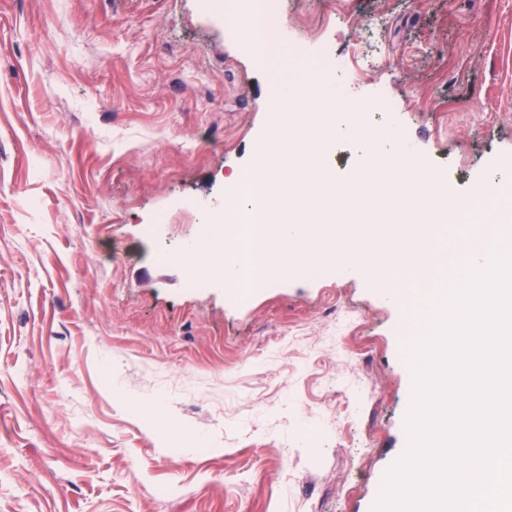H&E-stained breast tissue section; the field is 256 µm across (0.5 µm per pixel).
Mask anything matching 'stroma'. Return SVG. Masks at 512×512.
<instances>
[{"mask_svg":"<svg viewBox=\"0 0 512 512\" xmlns=\"http://www.w3.org/2000/svg\"><path fill=\"white\" fill-rule=\"evenodd\" d=\"M223 3L0 0V512H373L401 457L424 300L332 263L238 307L182 252L346 58L450 198L512 172V0H285L276 89Z\"/></svg>","mask_w":512,"mask_h":512,"instance_id":"obj_1","label":"stroma"}]
</instances>
